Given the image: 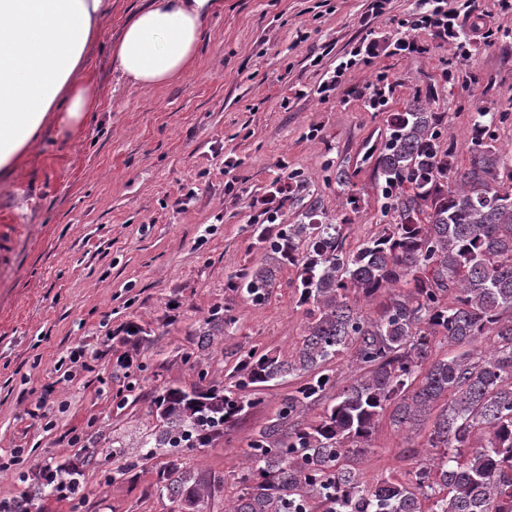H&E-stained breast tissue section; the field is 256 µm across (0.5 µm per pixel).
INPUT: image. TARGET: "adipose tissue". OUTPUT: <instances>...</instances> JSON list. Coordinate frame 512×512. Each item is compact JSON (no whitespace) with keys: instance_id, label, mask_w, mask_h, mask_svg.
Listing matches in <instances>:
<instances>
[{"instance_id":"ef3b65f1","label":"adipose tissue","mask_w":512,"mask_h":512,"mask_svg":"<svg viewBox=\"0 0 512 512\" xmlns=\"http://www.w3.org/2000/svg\"><path fill=\"white\" fill-rule=\"evenodd\" d=\"M106 0H0V177H10L46 126L80 135L102 104L84 60L98 40ZM224 0H148L111 43L117 74L159 88L197 64L210 18Z\"/></svg>"}]
</instances>
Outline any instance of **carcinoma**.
I'll return each mask as SVG.
<instances>
[{
  "label": "carcinoma",
  "mask_w": 512,
  "mask_h": 512,
  "mask_svg": "<svg viewBox=\"0 0 512 512\" xmlns=\"http://www.w3.org/2000/svg\"><path fill=\"white\" fill-rule=\"evenodd\" d=\"M508 118L477 113L461 170L443 138L444 113L420 94L389 113L388 134L366 155L381 229L352 253L351 220L330 214L312 181L289 174L276 217L293 210L294 221L264 215L250 225L262 262L241 268L227 289L261 306L281 273L296 271L304 335L286 356L239 349L225 384L163 388L143 458L210 446L262 403L258 391L292 378L250 438L226 512H421L424 501L430 512H512V158L492 132ZM360 299L378 304L376 315ZM233 323L229 305H214L200 349ZM440 341L466 350L439 356ZM344 353L358 375L338 391L332 364ZM316 403L318 419L303 421ZM386 413L433 452L421 458L409 448L402 477L370 483L355 461ZM157 487L179 512H205L210 487L180 458L158 471Z\"/></svg>",
  "instance_id": "obj_1"
}]
</instances>
